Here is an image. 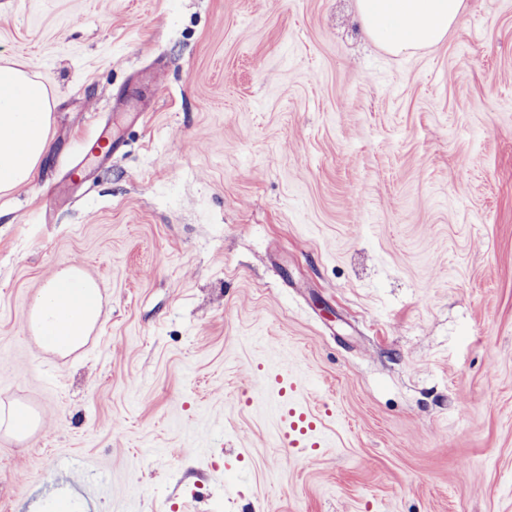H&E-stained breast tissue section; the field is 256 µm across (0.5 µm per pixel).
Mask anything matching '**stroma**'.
I'll return each mask as SVG.
<instances>
[{
	"label": "stroma",
	"instance_id": "35a3bbf8",
	"mask_svg": "<svg viewBox=\"0 0 512 512\" xmlns=\"http://www.w3.org/2000/svg\"><path fill=\"white\" fill-rule=\"evenodd\" d=\"M55 101L0 197V512H512V0L382 49L357 0H0ZM105 129L118 154L70 181ZM80 265L69 357L26 311ZM292 351L329 445L256 387ZM101 316L98 283L72 267L56 272L40 288L28 313L40 347L60 355L83 347ZM40 419L22 406L10 404L0 407V431L2 434L23 441L39 428Z\"/></svg>",
	"mask_w": 512,
	"mask_h": 512
}]
</instances>
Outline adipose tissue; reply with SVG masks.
I'll list each match as a JSON object with an SVG mask.
<instances>
[{
    "label": "adipose tissue",
    "mask_w": 512,
    "mask_h": 512,
    "mask_svg": "<svg viewBox=\"0 0 512 512\" xmlns=\"http://www.w3.org/2000/svg\"><path fill=\"white\" fill-rule=\"evenodd\" d=\"M463 0H358L368 35L396 53L442 42ZM51 102L45 87L15 63L0 64V194L27 185L50 148ZM102 316L98 283L75 268L56 272L28 313L41 348L61 355L83 347Z\"/></svg>",
    "instance_id": "1"
}]
</instances>
